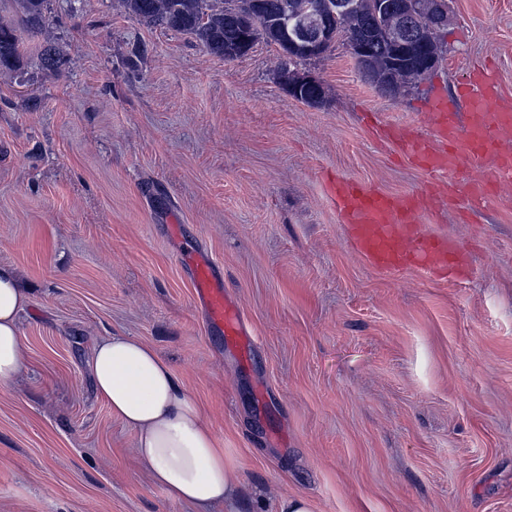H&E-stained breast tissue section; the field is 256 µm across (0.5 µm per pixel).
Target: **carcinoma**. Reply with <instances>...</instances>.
Masks as SVG:
<instances>
[{
    "label": "carcinoma",
    "mask_w": 512,
    "mask_h": 512,
    "mask_svg": "<svg viewBox=\"0 0 512 512\" xmlns=\"http://www.w3.org/2000/svg\"><path fill=\"white\" fill-rule=\"evenodd\" d=\"M22 10L17 26L0 23V68H17L27 52L24 34L39 35L46 21L49 0H18ZM379 0H121L125 11L150 28H162L193 39L207 53L234 60V44L249 35L252 44L264 42L279 50L293 44L303 51L304 41L294 24L305 6L323 14L346 45L361 44L371 56L362 77L385 95H395L410 81L423 77L412 55L423 49L441 61L439 29L429 23L446 16L447 0H389L379 10ZM251 14L256 26L243 28L241 17ZM43 64L53 70L65 60L50 45L41 49Z\"/></svg>",
    "instance_id": "obj_1"
}]
</instances>
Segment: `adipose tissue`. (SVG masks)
<instances>
[{
    "label": "adipose tissue",
    "instance_id": "ef3b65f1",
    "mask_svg": "<svg viewBox=\"0 0 512 512\" xmlns=\"http://www.w3.org/2000/svg\"><path fill=\"white\" fill-rule=\"evenodd\" d=\"M29 296L11 267L0 265V386L22 369L19 321ZM91 368L99 397L133 429L151 482L195 512H246L237 464L206 425L202 410L171 366L136 337L101 338Z\"/></svg>",
    "mask_w": 512,
    "mask_h": 512
}]
</instances>
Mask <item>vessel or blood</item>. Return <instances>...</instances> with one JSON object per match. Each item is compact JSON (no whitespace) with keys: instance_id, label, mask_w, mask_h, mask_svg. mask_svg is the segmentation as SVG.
I'll use <instances>...</instances> for the list:
<instances>
[{"instance_id":"b4317fda","label":"vessel or blood","mask_w":512,"mask_h":512,"mask_svg":"<svg viewBox=\"0 0 512 512\" xmlns=\"http://www.w3.org/2000/svg\"><path fill=\"white\" fill-rule=\"evenodd\" d=\"M461 95L470 108L466 125H459L454 104L439 93L431 104L433 137L392 129L386 136L423 171L447 174L453 191L480 206L503 186L512 185V93L475 71L462 85ZM474 169L481 170V178H470ZM326 189L349 228L353 247L373 266L388 272L409 266L448 270L453 257L449 247L422 235L418 225V216L431 206L436 188L394 197L356 179L335 176L328 179ZM180 257L207 327L248 349L250 333L218 265L190 243Z\"/></svg>"}]
</instances>
